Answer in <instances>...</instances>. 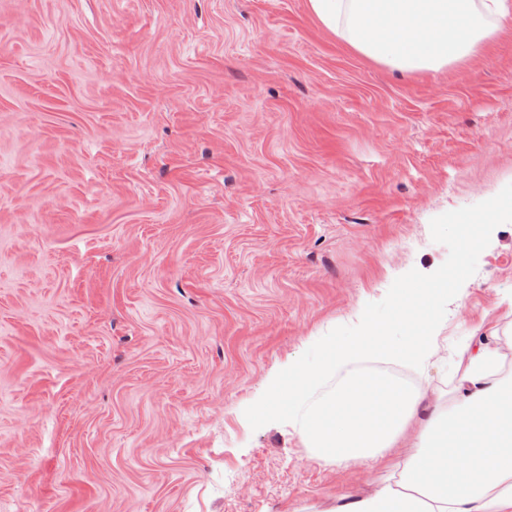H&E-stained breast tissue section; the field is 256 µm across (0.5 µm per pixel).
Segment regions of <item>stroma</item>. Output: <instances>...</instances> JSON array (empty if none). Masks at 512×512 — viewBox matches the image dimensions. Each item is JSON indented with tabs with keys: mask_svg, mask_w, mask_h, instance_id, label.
Here are the masks:
<instances>
[{
	"mask_svg": "<svg viewBox=\"0 0 512 512\" xmlns=\"http://www.w3.org/2000/svg\"><path fill=\"white\" fill-rule=\"evenodd\" d=\"M512 19L400 74L308 0H0V512H327L379 468L259 420L365 314L437 396L512 323ZM444 288L436 309L404 295Z\"/></svg>",
	"mask_w": 512,
	"mask_h": 512,
	"instance_id": "stroma-1",
	"label": "stroma"
}]
</instances>
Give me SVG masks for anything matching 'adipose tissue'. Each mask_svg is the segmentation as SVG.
<instances>
[{"label": "adipose tissue", "instance_id": "ef3b65f1", "mask_svg": "<svg viewBox=\"0 0 512 512\" xmlns=\"http://www.w3.org/2000/svg\"><path fill=\"white\" fill-rule=\"evenodd\" d=\"M311 14L359 54L401 73L438 72L471 59L512 15V0H308ZM440 352L429 333L404 346L369 322L345 339L334 363L352 356L417 365ZM456 376L444 394L382 373H347L306 414L298 404L319 369L294 361L272 377L279 411L314 457L372 467L416 429L414 454L359 496L337 498L328 512H512V374L494 337L465 338L455 348Z\"/></svg>", "mask_w": 512, "mask_h": 512}]
</instances>
